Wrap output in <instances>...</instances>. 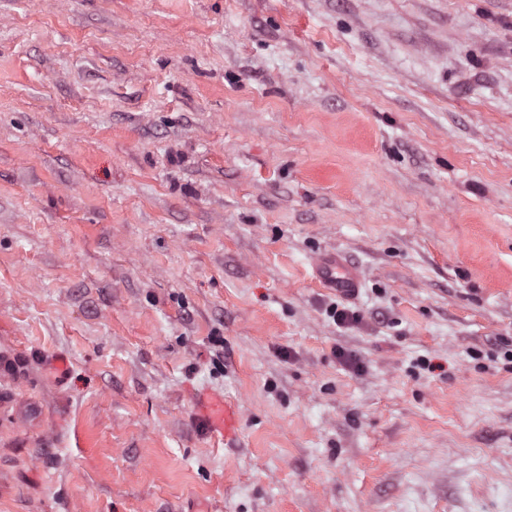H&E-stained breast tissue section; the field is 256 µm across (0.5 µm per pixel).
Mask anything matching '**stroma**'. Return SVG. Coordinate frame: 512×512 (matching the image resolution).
<instances>
[{
  "label": "stroma",
  "instance_id": "35a3bbf8",
  "mask_svg": "<svg viewBox=\"0 0 512 512\" xmlns=\"http://www.w3.org/2000/svg\"><path fill=\"white\" fill-rule=\"evenodd\" d=\"M507 343L512 0H0V512H512ZM315 275L323 288L337 296L352 298L358 294L362 274L360 268L351 263L341 252L322 255L314 267ZM195 408L212 437L223 440L224 446L234 445L240 434L242 419L237 401L219 393H203L195 399Z\"/></svg>",
  "mask_w": 512,
  "mask_h": 512
}]
</instances>
